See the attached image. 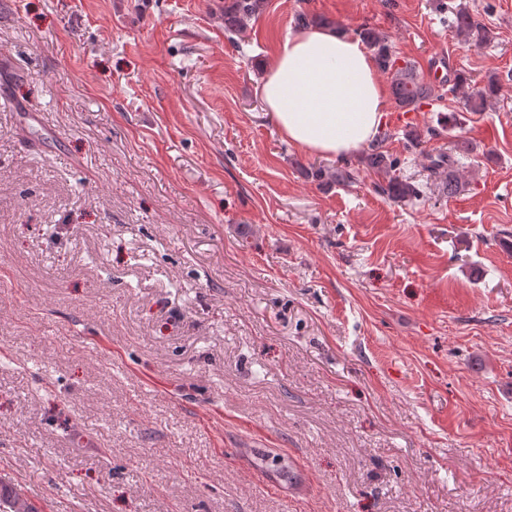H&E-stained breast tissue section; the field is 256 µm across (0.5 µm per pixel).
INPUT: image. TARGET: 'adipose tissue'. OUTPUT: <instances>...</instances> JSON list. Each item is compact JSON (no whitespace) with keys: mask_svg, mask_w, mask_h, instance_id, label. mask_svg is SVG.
I'll list each match as a JSON object with an SVG mask.
<instances>
[{"mask_svg":"<svg viewBox=\"0 0 512 512\" xmlns=\"http://www.w3.org/2000/svg\"><path fill=\"white\" fill-rule=\"evenodd\" d=\"M259 95L285 141L327 158L368 146L387 112V89L371 54L341 28L289 34Z\"/></svg>","mask_w":512,"mask_h":512,"instance_id":"ef3b65f1","label":"adipose tissue"}]
</instances>
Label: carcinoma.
Masks as SVG:
<instances>
[{"instance_id": "carcinoma-1", "label": "carcinoma", "mask_w": 512, "mask_h": 512, "mask_svg": "<svg viewBox=\"0 0 512 512\" xmlns=\"http://www.w3.org/2000/svg\"><path fill=\"white\" fill-rule=\"evenodd\" d=\"M265 4L266 0H229V4L224 7V31L231 37L243 38L250 20L263 11ZM454 28L456 35L468 42L481 44L487 42L490 37L485 26L466 10L456 12ZM358 36L372 51L378 67L390 76L393 96L401 107L415 110L421 102L435 97V90L418 79L411 63L398 65L387 36L369 27L361 28ZM450 91L461 96L465 111L480 112L495 97L497 87L494 80L490 79L487 85L473 88L467 77L459 73ZM388 138L389 133L385 132L372 142L368 149L362 152L359 163L383 177L380 189L388 198L394 201L415 198L419 195L418 186L397 173L396 161L383 150V142ZM445 164L450 168L448 194L453 195L458 189L457 177L451 171L455 165L454 157L440 156L433 160L435 166ZM311 176L319 180L327 179L336 184L350 185L358 180L359 169L337 166L328 170L319 167L311 172ZM0 512H41V509L13 488L0 485Z\"/></svg>"}]
</instances>
